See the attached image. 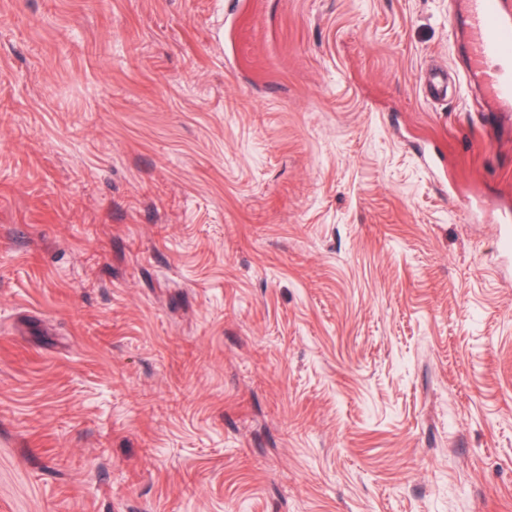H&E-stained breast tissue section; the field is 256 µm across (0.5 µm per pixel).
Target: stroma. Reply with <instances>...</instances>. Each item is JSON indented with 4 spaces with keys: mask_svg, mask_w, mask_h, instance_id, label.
<instances>
[{
    "mask_svg": "<svg viewBox=\"0 0 512 512\" xmlns=\"http://www.w3.org/2000/svg\"><path fill=\"white\" fill-rule=\"evenodd\" d=\"M242 2L0 0V512H512L459 0Z\"/></svg>",
    "mask_w": 512,
    "mask_h": 512,
    "instance_id": "obj_1",
    "label": "stroma"
}]
</instances>
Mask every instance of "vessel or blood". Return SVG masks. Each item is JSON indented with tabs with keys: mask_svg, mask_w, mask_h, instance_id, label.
<instances>
[{
	"mask_svg": "<svg viewBox=\"0 0 512 512\" xmlns=\"http://www.w3.org/2000/svg\"><path fill=\"white\" fill-rule=\"evenodd\" d=\"M467 71L500 111H512V0H462Z\"/></svg>",
	"mask_w": 512,
	"mask_h": 512,
	"instance_id": "1",
	"label": "vessel or blood"
}]
</instances>
